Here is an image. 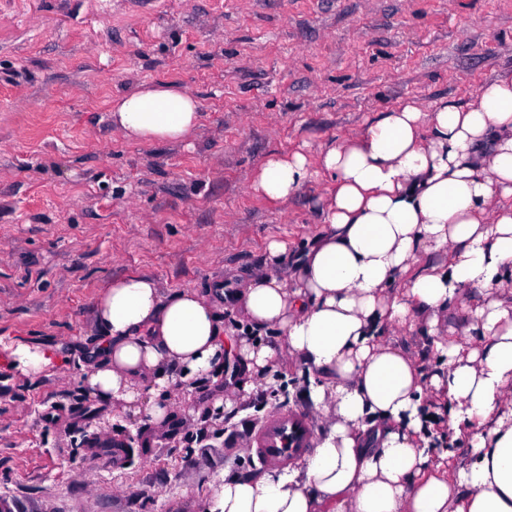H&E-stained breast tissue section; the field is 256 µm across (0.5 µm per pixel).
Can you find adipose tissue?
<instances>
[{
    "mask_svg": "<svg viewBox=\"0 0 512 512\" xmlns=\"http://www.w3.org/2000/svg\"><path fill=\"white\" fill-rule=\"evenodd\" d=\"M199 118L197 98L171 83L112 102L113 123L132 141H181ZM316 171L336 182L319 200L328 230L291 275L274 239L265 269L229 295L166 294L147 275L113 281L95 306L100 335L82 384L164 428L177 383L223 364L229 300L248 330L284 335L328 427L302 468L225 478L208 512H512V293L497 289L512 276V206L487 209L512 199V79L483 85L467 108L406 101L315 157L270 155L251 189L285 202ZM401 273V290L387 295ZM469 284L483 294L462 344L439 323ZM421 323L434 345L428 374L381 340ZM8 362L31 376L67 359L21 344Z\"/></svg>",
    "mask_w": 512,
    "mask_h": 512,
    "instance_id": "adipose-tissue-1",
    "label": "adipose tissue"
}]
</instances>
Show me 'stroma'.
I'll return each mask as SVG.
<instances>
[{"label":"stroma","instance_id":"obj_1","mask_svg":"<svg viewBox=\"0 0 512 512\" xmlns=\"http://www.w3.org/2000/svg\"><path fill=\"white\" fill-rule=\"evenodd\" d=\"M497 78H512V0H0V360L21 343L69 357L29 377L0 363V507L206 512L225 476L262 474L224 440L263 416L265 381L239 395L213 370L173 396L160 433L87 395L98 298L130 274L234 291L273 239L291 263L324 227L329 182L260 197L269 155H317L408 100L472 105ZM144 83L194 93L191 136L113 125V98ZM260 340L281 353L280 406L310 407L283 337Z\"/></svg>","mask_w":512,"mask_h":512}]
</instances>
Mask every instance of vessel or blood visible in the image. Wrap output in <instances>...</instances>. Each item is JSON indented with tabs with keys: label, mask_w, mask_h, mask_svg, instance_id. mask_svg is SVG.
Segmentation results:
<instances>
[{
	"label": "vessel or blood",
	"mask_w": 512,
	"mask_h": 512,
	"mask_svg": "<svg viewBox=\"0 0 512 512\" xmlns=\"http://www.w3.org/2000/svg\"><path fill=\"white\" fill-rule=\"evenodd\" d=\"M316 437V422L308 410L274 408L252 427L248 442L259 463L279 468L308 456Z\"/></svg>",
	"instance_id": "obj_1"
}]
</instances>
